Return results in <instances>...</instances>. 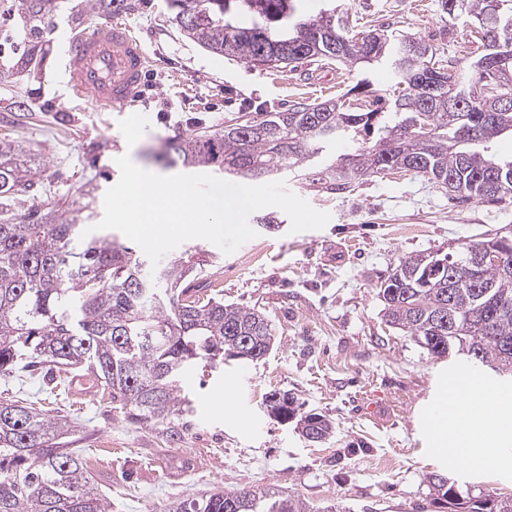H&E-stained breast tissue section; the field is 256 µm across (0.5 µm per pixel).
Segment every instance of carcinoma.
Instances as JSON below:
<instances>
[{
    "label": "carcinoma",
    "instance_id": "cac0c4a2",
    "mask_svg": "<svg viewBox=\"0 0 512 512\" xmlns=\"http://www.w3.org/2000/svg\"><path fill=\"white\" fill-rule=\"evenodd\" d=\"M65 0H14L16 21L0 34V71L35 78L47 50L45 21ZM295 0H170L180 31L206 50L254 66L291 70L305 60L346 66L388 64L404 86L352 106V93L298 102L285 111L247 113L218 131L168 142V156L193 168L270 182L288 174L313 192L342 194L378 175L411 172L448 190L451 199L512 201V158L462 143L494 129L512 134V42L491 55L497 7L512 21V0H458L448 20L470 19L482 50L465 70L422 40L385 30L355 31L332 11L297 14ZM112 0H84L71 16L100 15ZM359 141L310 178L307 169L333 141ZM38 168L24 147L0 142V377L45 368L68 385L92 374L98 389L139 423H162L185 411L181 385L195 367L217 368L224 355L274 345L266 312L197 295L216 261L189 256L156 269L132 246L82 236L70 209L55 205L17 215L11 201L31 191ZM491 248L498 262L472 264ZM386 322L435 358L459 356L512 383V238L462 243L445 254L399 259L380 282ZM300 434L318 441L333 422L299 412ZM69 422L19 400H0V512H109L83 458L67 447ZM165 512H316L306 500L272 490L205 493L169 503Z\"/></svg>",
    "mask_w": 512,
    "mask_h": 512
}]
</instances>
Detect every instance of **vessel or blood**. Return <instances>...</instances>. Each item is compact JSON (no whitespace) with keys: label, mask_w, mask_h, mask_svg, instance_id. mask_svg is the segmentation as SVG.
Returning <instances> with one entry per match:
<instances>
[{"label":"vessel or blood","mask_w":512,"mask_h":512,"mask_svg":"<svg viewBox=\"0 0 512 512\" xmlns=\"http://www.w3.org/2000/svg\"><path fill=\"white\" fill-rule=\"evenodd\" d=\"M62 44L63 79L72 95L122 110L136 104L150 59L130 25L97 23L89 32L66 34ZM474 388L499 386L469 366L448 383L449 393L461 396Z\"/></svg>","instance_id":"obj_1"}]
</instances>
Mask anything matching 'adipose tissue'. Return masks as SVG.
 <instances>
[{
    "instance_id": "adipose-tissue-1",
    "label": "adipose tissue",
    "mask_w": 512,
    "mask_h": 512,
    "mask_svg": "<svg viewBox=\"0 0 512 512\" xmlns=\"http://www.w3.org/2000/svg\"><path fill=\"white\" fill-rule=\"evenodd\" d=\"M481 400L491 416L489 427L473 420L471 398H456L450 411L433 404L422 416V423L437 462L454 458L472 466L491 461L494 469H512V408H504L498 394H482Z\"/></svg>"
}]
</instances>
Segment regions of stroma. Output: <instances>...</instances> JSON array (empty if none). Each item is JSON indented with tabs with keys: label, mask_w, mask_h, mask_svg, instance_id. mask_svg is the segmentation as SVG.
Instances as JSON below:
<instances>
[{
	"label": "stroma",
	"mask_w": 512,
	"mask_h": 512,
	"mask_svg": "<svg viewBox=\"0 0 512 512\" xmlns=\"http://www.w3.org/2000/svg\"><path fill=\"white\" fill-rule=\"evenodd\" d=\"M356 30L382 28L422 39L468 65L476 50L466 20L449 22L441 0H337ZM111 16L141 37L152 69L137 104L113 112L65 92L59 54L47 34L46 68L37 79L0 76V141L30 150L41 164L32 191L16 210L79 200L86 181L97 187L93 211L120 177L118 157L163 175L184 173L166 157L167 142L194 130L223 128L243 112L320 102L368 78L375 94H391L392 67L368 71L313 61L297 70H262L210 53L184 37L168 0H119ZM288 190L330 216L319 230L289 224L256 228L235 252L203 239L170 251L220 262L210 295L258 307L275 328L271 352L258 361L226 359L223 368L187 373L189 412L153 425L133 421L106 395L74 405L38 383L0 379V398L34 401L77 422L72 446L86 459L109 512H163L166 504L208 490L276 488L315 507L341 512H448L425 482L440 472L458 486L512 494V471L427 459L418 410L436 395L447 359H436L389 327L378 287L401 257L446 253L449 245L512 226V204L455 202L438 185L411 173L373 177L355 191L330 195L285 178ZM243 390L232 414L212 392L228 375ZM293 393L306 409L327 415L325 442L300 437L294 424L271 417L266 398ZM388 404L371 418L367 399Z\"/></svg>",
	"instance_id": "35a3bbf8"
}]
</instances>
